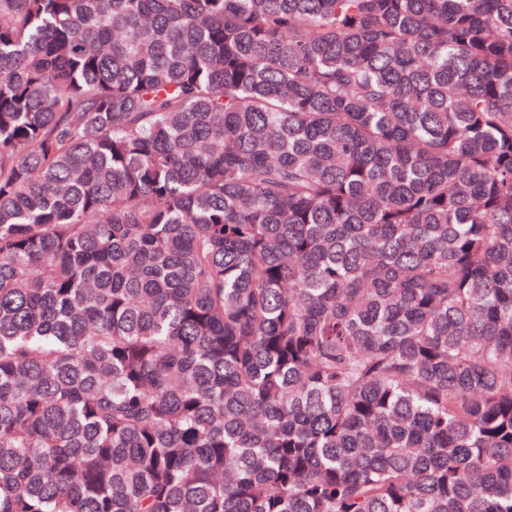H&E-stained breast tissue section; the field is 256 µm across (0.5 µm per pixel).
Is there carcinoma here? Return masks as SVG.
I'll list each match as a JSON object with an SVG mask.
<instances>
[{"mask_svg": "<svg viewBox=\"0 0 512 512\" xmlns=\"http://www.w3.org/2000/svg\"><path fill=\"white\" fill-rule=\"evenodd\" d=\"M0 512H512V0H0Z\"/></svg>", "mask_w": 512, "mask_h": 512, "instance_id": "1", "label": "carcinoma"}]
</instances>
